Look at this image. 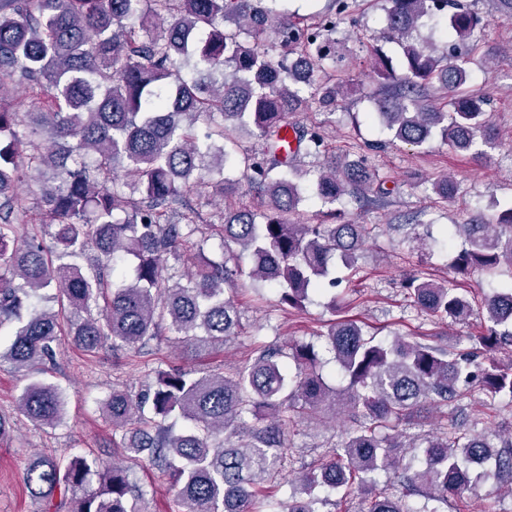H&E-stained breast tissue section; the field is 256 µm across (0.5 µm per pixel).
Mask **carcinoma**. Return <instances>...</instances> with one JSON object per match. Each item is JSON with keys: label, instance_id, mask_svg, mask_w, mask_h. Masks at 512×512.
<instances>
[{"label": "carcinoma", "instance_id": "cac0c4a2", "mask_svg": "<svg viewBox=\"0 0 512 512\" xmlns=\"http://www.w3.org/2000/svg\"><path fill=\"white\" fill-rule=\"evenodd\" d=\"M269 0H0V331L13 326L0 359L19 371L54 360L60 337L95 354L104 346L142 349L165 329L197 350L221 348L240 327L226 290L243 278L273 288L301 311L337 286L333 260L355 273L374 226L336 205L382 201L384 181L365 143L354 160L338 156L321 127L288 117L314 104L336 111L349 90L342 74L351 52L336 39L356 29V0H328L308 18L275 11ZM386 25L374 40L373 72L385 91L370 116L390 142L425 147L434 137L473 160L501 147L488 133L487 99L468 89L472 39L482 17L461 0H386ZM447 20L452 44L424 36L425 21ZM20 87L41 111L20 112ZM250 130L257 147L243 149ZM26 205L21 185L45 171ZM430 184L435 199L455 195L446 174ZM267 200L260 209L229 203L242 185ZM206 190L219 204L203 222L187 196ZM315 197L329 224L292 220ZM220 227L222 258L198 252L184 281L163 276L199 243L200 226ZM461 239L450 267L464 275H512V198L491 219L453 225ZM251 266L244 268L239 253ZM133 260L132 279L121 263ZM413 303L439 322H466L471 299L451 280L413 274L402 282ZM334 319L322 334L346 385H328L309 343L269 347L231 374L193 368L154 370L133 392L114 387L100 400L120 436L122 457L166 473L183 512H319V492L366 493L363 512H437L413 507L474 492L492 478L512 494V426L476 433L456 426L406 444L400 424L426 406L470 399L490 419L512 405V281L479 306L484 332L441 347L396 334L379 340L340 317L342 298L326 303ZM468 340L472 348H463ZM509 350L506 359L496 357ZM66 397L31 380L18 412L40 427L59 425ZM330 405L352 425L341 442L298 477L288 504L259 489L282 467L287 429ZM182 418L180 431L170 420ZM419 448L402 465L404 448ZM400 472L384 491L372 475ZM23 481L45 512H146L145 492L128 469L92 453L67 458L37 452ZM97 487H92V483Z\"/></svg>", "mask_w": 512, "mask_h": 512}]
</instances>
